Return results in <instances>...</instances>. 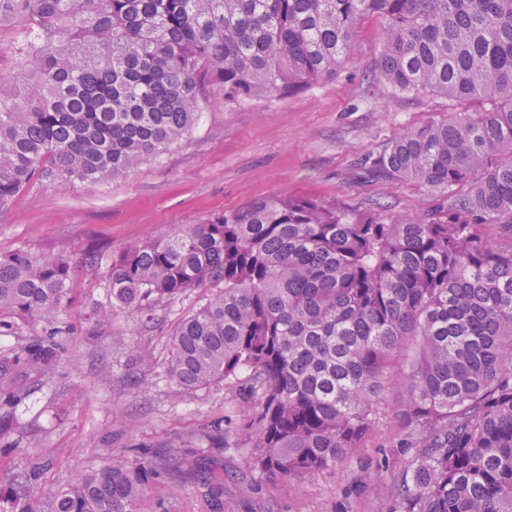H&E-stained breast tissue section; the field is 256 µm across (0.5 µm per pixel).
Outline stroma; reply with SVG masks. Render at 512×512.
Listing matches in <instances>:
<instances>
[{"label":"stroma","mask_w":512,"mask_h":512,"mask_svg":"<svg viewBox=\"0 0 512 512\" xmlns=\"http://www.w3.org/2000/svg\"><path fill=\"white\" fill-rule=\"evenodd\" d=\"M382 28L379 16L362 19L340 72L312 88L244 105L204 91L185 137L126 179L91 187L44 177L0 207V253L29 247L73 262L62 333L51 335L36 316H9L0 329V400L21 396L0 432V489L9 474L40 463L33 495L43 501L77 470L163 458L169 471L149 476L145 512H211L179 468L187 457L216 454L224 465V512H391L389 488L416 455L402 443L401 388L385 391L387 417L335 468L302 479L262 478L233 434L242 421V383L188 390L167 374L171 335L205 304L207 290L152 303L141 314L113 306L106 279L127 244L257 198L308 197L355 212L379 202L399 216L438 206L425 187L359 174L365 156L449 111L438 95H377ZM49 341L60 358L46 371L17 364L30 346Z\"/></svg>","instance_id":"stroma-1"}]
</instances>
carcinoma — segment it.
Returning a JSON list of instances; mask_svg holds the SVG:
<instances>
[{"label":"carcinoma","mask_w":512,"mask_h":512,"mask_svg":"<svg viewBox=\"0 0 512 512\" xmlns=\"http://www.w3.org/2000/svg\"><path fill=\"white\" fill-rule=\"evenodd\" d=\"M370 14L385 20L380 93L440 94L460 112L407 130L365 170L447 204L403 217L258 198L126 246L107 273L112 300L138 310L224 284L173 332L168 374L201 388L249 373L235 437L260 476L349 457L400 378L419 452L392 512H512V0H0V206L39 176L128 177L190 130L206 85L245 103L335 77ZM474 98L491 109L469 112ZM71 268L0 254V314L57 319ZM57 358L41 343L23 364ZM168 468L114 461L43 504L31 468L0 512H145V477ZM182 472L224 512L218 466Z\"/></svg>","instance_id":"cac0c4a2"}]
</instances>
